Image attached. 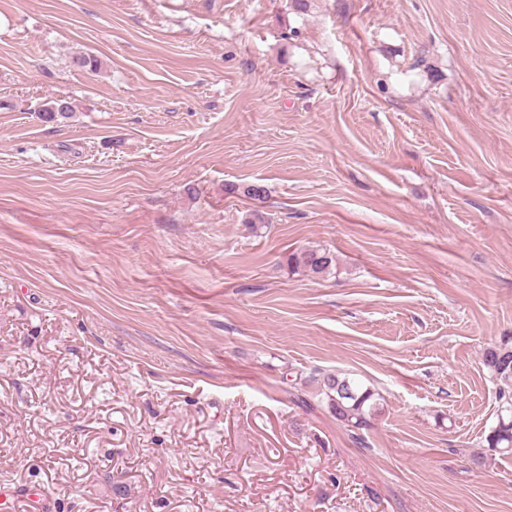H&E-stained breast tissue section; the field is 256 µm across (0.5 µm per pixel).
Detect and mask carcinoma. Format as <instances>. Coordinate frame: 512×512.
<instances>
[{
  "label": "carcinoma",
  "mask_w": 512,
  "mask_h": 512,
  "mask_svg": "<svg viewBox=\"0 0 512 512\" xmlns=\"http://www.w3.org/2000/svg\"><path fill=\"white\" fill-rule=\"evenodd\" d=\"M69 103L61 99L50 100L40 110L42 121L59 122L71 118ZM289 269L311 276H324L336 267L335 253L312 248L295 250L285 256ZM482 364L498 386L497 421L484 437L483 447L501 455H512V337L484 349ZM310 382L317 384L316 395L326 403L328 411L357 440H364L362 431L371 427V417L377 412L379 403L376 393L348 373L314 375Z\"/></svg>",
  "instance_id": "cac0c4a2"
}]
</instances>
